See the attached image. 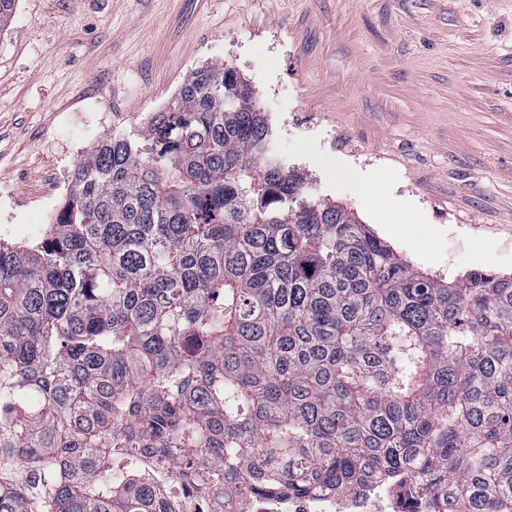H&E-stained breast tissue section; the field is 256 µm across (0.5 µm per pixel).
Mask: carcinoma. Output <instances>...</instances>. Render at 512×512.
Masks as SVG:
<instances>
[{"instance_id":"carcinoma-1","label":"carcinoma","mask_w":512,"mask_h":512,"mask_svg":"<svg viewBox=\"0 0 512 512\" xmlns=\"http://www.w3.org/2000/svg\"><path fill=\"white\" fill-rule=\"evenodd\" d=\"M252 87L198 68L0 242V512H179L401 484L512 512V276L415 271L270 156Z\"/></svg>"}]
</instances>
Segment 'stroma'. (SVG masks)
I'll return each mask as SVG.
<instances>
[{
	"label": "stroma",
	"mask_w": 512,
	"mask_h": 512,
	"mask_svg": "<svg viewBox=\"0 0 512 512\" xmlns=\"http://www.w3.org/2000/svg\"><path fill=\"white\" fill-rule=\"evenodd\" d=\"M215 62L255 89L306 194L424 274L512 275V0H17L0 240L39 242L96 139L140 132Z\"/></svg>",
	"instance_id": "1"
}]
</instances>
